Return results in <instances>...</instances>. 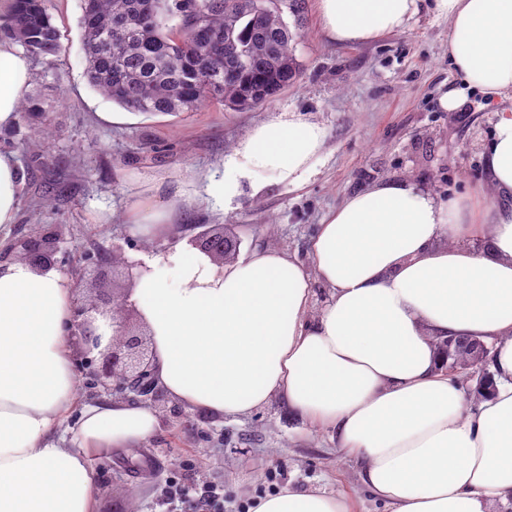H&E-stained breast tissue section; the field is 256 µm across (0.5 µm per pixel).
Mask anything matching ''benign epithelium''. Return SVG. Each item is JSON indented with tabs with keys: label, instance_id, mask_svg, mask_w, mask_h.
<instances>
[{
	"label": "benign epithelium",
	"instance_id": "7a95c632",
	"mask_svg": "<svg viewBox=\"0 0 512 512\" xmlns=\"http://www.w3.org/2000/svg\"><path fill=\"white\" fill-rule=\"evenodd\" d=\"M61 231L50 235L28 238L17 243L20 260L39 264H57L54 255L58 249ZM192 242L210 256L216 264H224L232 244L224 233L204 229ZM73 334L83 337V369L87 385L100 388L115 396L146 403L153 407L168 406L169 415L175 419L184 416L182 407L173 401L155 382L153 356L150 343L130 327L128 310L115 313L108 301L77 299L75 304ZM110 318L114 336L110 344L99 348L95 321L97 317Z\"/></svg>",
	"mask_w": 512,
	"mask_h": 512
}]
</instances>
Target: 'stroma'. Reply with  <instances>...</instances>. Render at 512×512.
I'll return each instance as SVG.
<instances>
[{
    "label": "stroma",
    "mask_w": 512,
    "mask_h": 512,
    "mask_svg": "<svg viewBox=\"0 0 512 512\" xmlns=\"http://www.w3.org/2000/svg\"><path fill=\"white\" fill-rule=\"evenodd\" d=\"M62 43L50 62L34 61L29 92L42 101L37 116L0 132V150L22 167L19 211L0 235V263L16 260L15 244L62 230L59 267L82 270L80 293L122 295L128 248L123 184L128 173L155 169H219L226 152L269 111L300 109L323 122L327 153L302 187L273 184L244 194L220 214L198 209L190 224L223 231L239 247L275 246L301 261L324 216L359 190L384 180H409L445 199L484 175L483 153L502 104L468 92L454 112L439 97L458 86L448 59V23L424 13L405 30L362 45L327 40L315 0L301 17L285 13L298 37V81L264 104L231 110L207 101L177 115L134 116L87 82L81 49L80 0H45ZM108 223H94L97 214ZM120 247L124 263L98 266L93 256ZM147 442L96 458L98 512H194L172 497V485L215 491L220 512H247L252 497L291 484L343 495L352 512H389L362 483L359 465L337 448L330 432L312 429L277 400L243 416L187 412Z\"/></svg>",
    "instance_id": "stroma-1"
}]
</instances>
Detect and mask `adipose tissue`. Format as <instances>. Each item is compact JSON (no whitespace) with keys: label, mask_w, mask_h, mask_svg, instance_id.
I'll use <instances>...</instances> for the list:
<instances>
[{"label":"adipose tissue","mask_w":512,"mask_h":512,"mask_svg":"<svg viewBox=\"0 0 512 512\" xmlns=\"http://www.w3.org/2000/svg\"><path fill=\"white\" fill-rule=\"evenodd\" d=\"M331 41L367 44L422 12L448 21L461 85L512 96V0H316ZM32 65L0 37V130L14 126ZM327 149L324 125L272 112L221 170L148 169L125 182L124 220L139 238L170 237L184 208L233 210L271 182L298 187ZM485 179L440 200L393 180L350 194L310 243L309 260L255 247L221 265L176 240L138 269L127 302L150 338L154 377L174 401L212 416L272 400L331 431L392 512H492L512 500V108L498 112ZM20 173L0 150V232L17 218ZM330 299L313 310L314 284ZM74 288L56 266L0 264V512H96L93 461L151 439L154 408L77 394ZM492 344V384L469 406L435 343ZM248 512H349L340 495L285 486Z\"/></svg>","instance_id":"1"}]
</instances>
